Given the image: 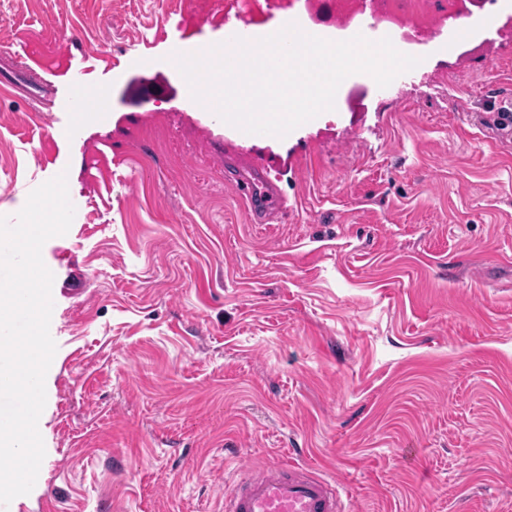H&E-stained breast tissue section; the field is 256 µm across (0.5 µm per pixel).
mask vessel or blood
<instances>
[{
  "instance_id": "obj_1",
  "label": "vessel or blood",
  "mask_w": 512,
  "mask_h": 512,
  "mask_svg": "<svg viewBox=\"0 0 512 512\" xmlns=\"http://www.w3.org/2000/svg\"><path fill=\"white\" fill-rule=\"evenodd\" d=\"M234 188L258 219L288 209L263 172L250 171ZM224 512H344V504L336 482L303 465L276 463L227 491Z\"/></svg>"
}]
</instances>
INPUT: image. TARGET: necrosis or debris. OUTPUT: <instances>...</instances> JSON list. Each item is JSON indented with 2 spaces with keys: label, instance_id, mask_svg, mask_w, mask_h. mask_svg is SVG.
<instances>
[{
  "label": "necrosis or debris",
  "instance_id": "4bbe7bcc",
  "mask_svg": "<svg viewBox=\"0 0 512 512\" xmlns=\"http://www.w3.org/2000/svg\"><path fill=\"white\" fill-rule=\"evenodd\" d=\"M234 14L255 30L278 15L337 41L358 34L390 38L401 53L416 56L432 30L448 20L471 18L472 0H233Z\"/></svg>",
  "mask_w": 512,
  "mask_h": 512
}]
</instances>
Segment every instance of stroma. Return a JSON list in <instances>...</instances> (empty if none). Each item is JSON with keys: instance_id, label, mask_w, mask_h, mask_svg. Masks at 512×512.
<instances>
[{"instance_id": "obj_1", "label": "stroma", "mask_w": 512, "mask_h": 512, "mask_svg": "<svg viewBox=\"0 0 512 512\" xmlns=\"http://www.w3.org/2000/svg\"><path fill=\"white\" fill-rule=\"evenodd\" d=\"M347 77L284 138L199 111L173 63L244 25L169 0H0V215L66 171L75 215L42 258L57 351L46 455L0 512H224L291 461L346 512H512V37ZM108 92L86 121L77 84ZM264 169L290 204L255 224L232 186Z\"/></svg>"}]
</instances>
